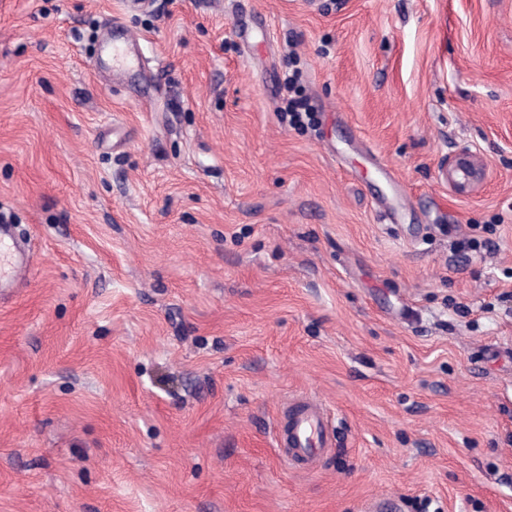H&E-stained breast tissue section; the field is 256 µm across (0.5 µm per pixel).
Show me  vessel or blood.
<instances>
[{"label": "vessel or blood", "instance_id": "1", "mask_svg": "<svg viewBox=\"0 0 512 512\" xmlns=\"http://www.w3.org/2000/svg\"><path fill=\"white\" fill-rule=\"evenodd\" d=\"M112 66L122 71L141 69L142 62L131 42L112 43ZM28 258L16 244L9 225L0 226V288L25 278ZM288 434L282 439L284 459L291 464L315 462L328 448L327 412L316 398L304 396L285 406Z\"/></svg>", "mask_w": 512, "mask_h": 512}]
</instances>
